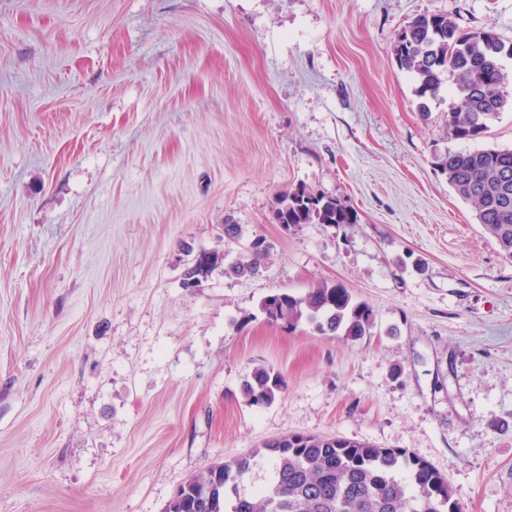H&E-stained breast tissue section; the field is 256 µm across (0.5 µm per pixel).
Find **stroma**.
<instances>
[{"instance_id":"stroma-1","label":"stroma","mask_w":512,"mask_h":512,"mask_svg":"<svg viewBox=\"0 0 512 512\" xmlns=\"http://www.w3.org/2000/svg\"><path fill=\"white\" fill-rule=\"evenodd\" d=\"M512 43V0H0V512H164L212 462L282 435L402 448L464 512H512V262L436 165L512 147L419 111L393 55L415 17ZM356 224L287 230L276 197ZM270 245L216 265L225 223ZM343 284L347 341L269 294ZM259 364L287 387L240 386ZM273 215L286 229L303 224L349 225L357 221L356 214L336 199L316 196L301 186L277 199ZM265 242L263 247L252 246L244 249V252L232 263L224 264V273L228 276L254 277L259 274L262 261L269 255V246ZM261 309L273 324L293 327L303 321L320 335L352 341L370 336L375 323L371 307L340 283L317 282L301 295L276 292L263 299ZM286 388L284 376L272 367L260 364L242 382L240 394L251 406H269L273 404Z\"/></svg>"}]
</instances>
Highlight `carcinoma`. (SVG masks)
Listing matches in <instances>:
<instances>
[{"instance_id": "obj_1", "label": "carcinoma", "mask_w": 512, "mask_h": 512, "mask_svg": "<svg viewBox=\"0 0 512 512\" xmlns=\"http://www.w3.org/2000/svg\"><path fill=\"white\" fill-rule=\"evenodd\" d=\"M512 48L490 30L465 31L446 14L420 15L396 35L399 68L415 75L419 109L428 110L448 84L457 102L448 112V136L476 140L508 104L512 72L501 63ZM439 167L448 184L476 209L483 230L512 261V149L449 151ZM273 215L289 228L304 224L349 225L356 214L334 198L296 187L276 201ZM269 246H252L224 274L254 277ZM261 309L269 322L293 327L305 322L320 335L359 340L375 323L371 307L340 283L318 282L305 293L266 296ZM286 388L284 376L260 364L242 382L250 406L273 404ZM263 460L269 481L253 490L244 481ZM165 512H463L447 478L429 462L400 448H379L341 436L288 434L258 448L220 459L190 476Z\"/></svg>"}]
</instances>
